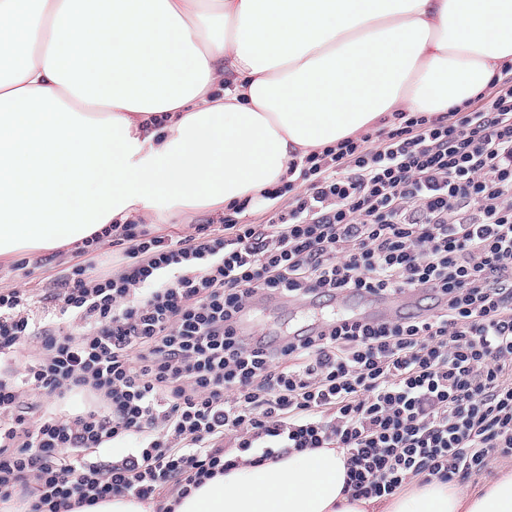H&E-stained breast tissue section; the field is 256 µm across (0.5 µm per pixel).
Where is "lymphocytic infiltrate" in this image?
Wrapping results in <instances>:
<instances>
[{
	"label": "lymphocytic infiltrate",
	"mask_w": 512,
	"mask_h": 512,
	"mask_svg": "<svg viewBox=\"0 0 512 512\" xmlns=\"http://www.w3.org/2000/svg\"><path fill=\"white\" fill-rule=\"evenodd\" d=\"M260 196L263 224L239 202L183 234L81 241L50 315L0 288V512L153 500L233 452L343 448L353 496L382 499L512 460V60L448 111L290 162ZM408 292L421 305L387 319L253 322ZM359 308L360 306L342 301L325 303L324 305L317 306L315 309L295 304L286 309L275 311V313L266 311L264 314H260L258 318L263 325L278 324L282 330H296L311 323L313 319L330 317L334 313H340L348 309L359 311Z\"/></svg>",
	"instance_id": "1"
}]
</instances>
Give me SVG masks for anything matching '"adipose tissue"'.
<instances>
[{
    "instance_id": "1",
    "label": "adipose tissue",
    "mask_w": 512,
    "mask_h": 512,
    "mask_svg": "<svg viewBox=\"0 0 512 512\" xmlns=\"http://www.w3.org/2000/svg\"><path fill=\"white\" fill-rule=\"evenodd\" d=\"M507 58L512 0H0V260L258 196ZM346 460L246 454L163 512H512V475L355 499Z\"/></svg>"
}]
</instances>
